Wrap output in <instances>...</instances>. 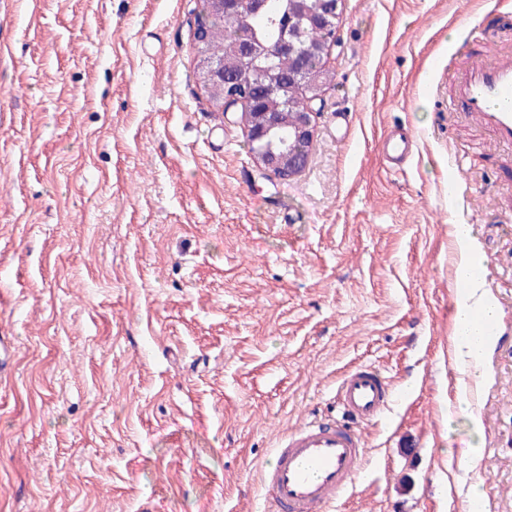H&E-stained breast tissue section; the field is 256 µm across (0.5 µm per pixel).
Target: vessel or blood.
Segmentation results:
<instances>
[{
	"instance_id": "b4317fda",
	"label": "vessel or blood",
	"mask_w": 512,
	"mask_h": 512,
	"mask_svg": "<svg viewBox=\"0 0 512 512\" xmlns=\"http://www.w3.org/2000/svg\"><path fill=\"white\" fill-rule=\"evenodd\" d=\"M463 115L497 142L512 144V49L467 53L451 74ZM405 132H390L382 153L400 160L411 151ZM396 391L377 368L366 365L344 373L336 399L340 415L307 421L283 435L273 461L262 473L266 512H326L348 493L366 458L362 429L382 422Z\"/></svg>"
}]
</instances>
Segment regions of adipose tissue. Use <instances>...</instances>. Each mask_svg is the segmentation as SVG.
<instances>
[{
    "label": "adipose tissue",
    "instance_id": "adipose-tissue-1",
    "mask_svg": "<svg viewBox=\"0 0 512 512\" xmlns=\"http://www.w3.org/2000/svg\"><path fill=\"white\" fill-rule=\"evenodd\" d=\"M448 236L454 251V278L462 291L455 304L452 319L451 358L464 379L457 392V406L462 410H475L472 392L482 388L488 377V358L494 336H479L477 331H464L463 326L475 317L492 323L497 317V305L488 297L481 280L470 273L475 256L474 237L464 224L448 227Z\"/></svg>",
    "mask_w": 512,
    "mask_h": 512
}]
</instances>
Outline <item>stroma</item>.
I'll use <instances>...</instances> for the list:
<instances>
[{
    "label": "stroma",
    "mask_w": 512,
    "mask_h": 512,
    "mask_svg": "<svg viewBox=\"0 0 512 512\" xmlns=\"http://www.w3.org/2000/svg\"><path fill=\"white\" fill-rule=\"evenodd\" d=\"M201 6L0 0V512H263L278 438L359 364L397 399L331 512H465L475 484L512 512V147L448 78L456 45L512 47V0H342L287 181L196 80ZM452 224L499 309L472 415L447 412ZM411 138L403 131H391L382 140V154L390 160H400L411 152Z\"/></svg>",
    "instance_id": "35a3bbf8"
}]
</instances>
